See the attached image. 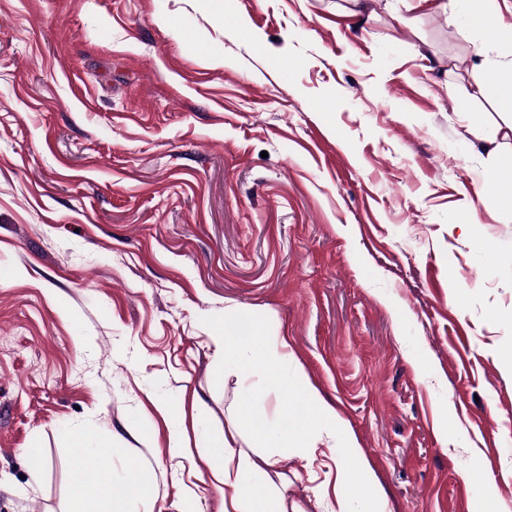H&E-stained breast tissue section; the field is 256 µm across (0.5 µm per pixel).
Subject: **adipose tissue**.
Returning a JSON list of instances; mask_svg holds the SVG:
<instances>
[{"label": "adipose tissue", "instance_id": "ef3b65f1", "mask_svg": "<svg viewBox=\"0 0 512 512\" xmlns=\"http://www.w3.org/2000/svg\"><path fill=\"white\" fill-rule=\"evenodd\" d=\"M512 12V0H471L469 19L487 39L493 41L512 38V28L502 19V11ZM503 67L498 62L476 53L471 64V74L476 96L491 100L499 109L511 115L510 120L483 136L487 153L498 151L502 144L512 143V79L502 76ZM224 356L241 363L244 377L260 376L267 387L279 389L282 384L280 371L289 357L287 338L267 344L254 339L224 344ZM295 403L283 406L276 417L257 411L250 400H243L235 413V422L225 432L223 439L202 442L200 449L214 466L212 478L224 492V512H304L284 493L262 482L256 475V465L247 454L237 450L241 433H248L255 448L269 447L271 440H278L283 447L294 448L306 456H315L324 438L340 440L345 457L355 458L356 469H348L344 459H336V486L342 491L337 498V512H349L351 501L367 505V512H384L381 485L367 463L358 440L338 415L334 405L326 402L316 391L294 387ZM72 447L79 460L71 500L73 512H134V502H150L157 496L153 473L145 466L126 462L121 480L134 493L133 498L114 495L109 484L102 481L100 471L106 460L117 456L118 448L102 449L94 432L84 431L73 435Z\"/></svg>", "mask_w": 512, "mask_h": 512}]
</instances>
